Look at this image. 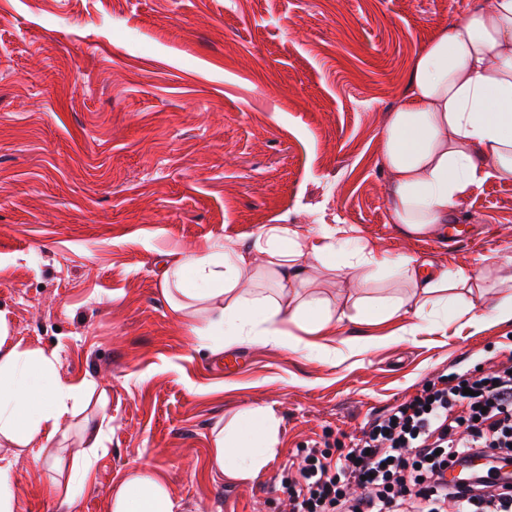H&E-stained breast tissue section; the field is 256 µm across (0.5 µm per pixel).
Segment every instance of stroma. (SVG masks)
Returning a JSON list of instances; mask_svg holds the SVG:
<instances>
[{
    "instance_id": "obj_1",
    "label": "stroma",
    "mask_w": 512,
    "mask_h": 512,
    "mask_svg": "<svg viewBox=\"0 0 512 512\" xmlns=\"http://www.w3.org/2000/svg\"><path fill=\"white\" fill-rule=\"evenodd\" d=\"M477 4L492 0H0V315L9 341L57 352L62 380L95 384L21 458L18 512H59L47 488L100 421L105 448L70 512H110L136 464L180 512H288L281 481L304 449L497 361L512 343V321L488 317L512 274V179L456 201L470 238L450 249L390 222L382 158L416 53ZM263 224L315 240L346 224L376 254L482 271L484 328L410 337L406 315L345 321L325 356L198 344L161 295L162 264L210 240L249 244ZM251 404L275 409L279 444L258 478L234 481L212 441Z\"/></svg>"
}]
</instances>
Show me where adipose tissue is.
Here are the masks:
<instances>
[{
	"mask_svg": "<svg viewBox=\"0 0 512 512\" xmlns=\"http://www.w3.org/2000/svg\"><path fill=\"white\" fill-rule=\"evenodd\" d=\"M382 153L390 219L412 236L439 231L455 202L489 176L512 178V0L474 6L416 54L407 91L386 117ZM323 237L312 244L288 225L264 224L245 248L210 241L166 263L162 295L191 336L217 349L249 342L312 353L336 322L407 313L414 316L403 328L410 336L427 324L461 319L481 329L485 318L466 302L479 287L477 276L427 269L407 256H377L341 224ZM338 266L368 278L384 272L411 291L350 302L306 293L310 269ZM58 363L57 354L10 343L0 317V512H15L19 457L54 437L91 386L61 381ZM279 425L271 406L247 407L238 424L216 436L215 467L231 480L254 479L275 454ZM179 508L163 476L145 465L130 468L110 498L111 512Z\"/></svg>",
	"mask_w": 512,
	"mask_h": 512,
	"instance_id": "adipose-tissue-1",
	"label": "adipose tissue"
}]
</instances>
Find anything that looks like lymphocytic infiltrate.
<instances>
[{
    "instance_id": "f902f5d3",
    "label": "lymphocytic infiltrate",
    "mask_w": 512,
    "mask_h": 512,
    "mask_svg": "<svg viewBox=\"0 0 512 512\" xmlns=\"http://www.w3.org/2000/svg\"><path fill=\"white\" fill-rule=\"evenodd\" d=\"M512 345L494 371L451 376L363 427L339 455L305 451L289 512H512Z\"/></svg>"
}]
</instances>
